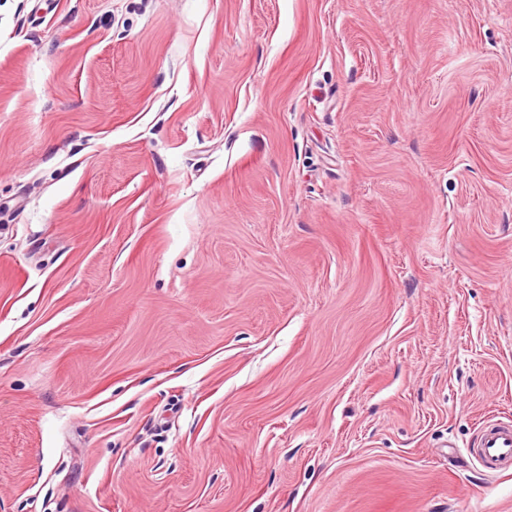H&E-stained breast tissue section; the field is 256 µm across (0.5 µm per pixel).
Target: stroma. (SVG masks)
Wrapping results in <instances>:
<instances>
[{
  "instance_id": "stroma-1",
  "label": "stroma",
  "mask_w": 512,
  "mask_h": 512,
  "mask_svg": "<svg viewBox=\"0 0 512 512\" xmlns=\"http://www.w3.org/2000/svg\"><path fill=\"white\" fill-rule=\"evenodd\" d=\"M512 0H0V512H512ZM468 452L490 473L512 470V425L488 422L476 448H468Z\"/></svg>"
}]
</instances>
